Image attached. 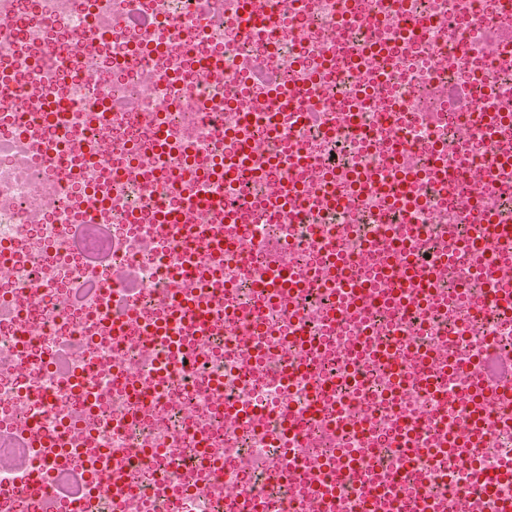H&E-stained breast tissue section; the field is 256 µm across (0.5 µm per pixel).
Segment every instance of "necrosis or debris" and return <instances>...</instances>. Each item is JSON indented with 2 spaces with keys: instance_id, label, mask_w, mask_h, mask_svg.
I'll return each mask as SVG.
<instances>
[{
  "instance_id": "necrosis-or-debris-1",
  "label": "necrosis or debris",
  "mask_w": 512,
  "mask_h": 512,
  "mask_svg": "<svg viewBox=\"0 0 512 512\" xmlns=\"http://www.w3.org/2000/svg\"><path fill=\"white\" fill-rule=\"evenodd\" d=\"M503 29V0H0V512L75 476L57 512H503L512 407L473 369L512 352ZM417 238L430 287H389ZM272 241L321 287L270 284Z\"/></svg>"
}]
</instances>
